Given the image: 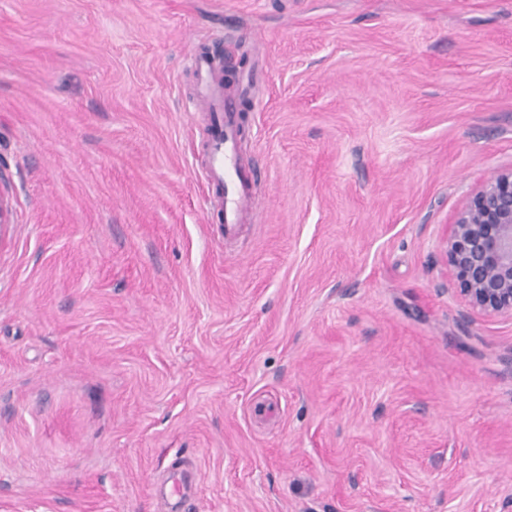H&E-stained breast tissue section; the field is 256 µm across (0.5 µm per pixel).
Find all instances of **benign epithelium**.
Returning <instances> with one entry per match:
<instances>
[{
	"instance_id": "benign-epithelium-1",
	"label": "benign epithelium",
	"mask_w": 512,
	"mask_h": 512,
	"mask_svg": "<svg viewBox=\"0 0 512 512\" xmlns=\"http://www.w3.org/2000/svg\"><path fill=\"white\" fill-rule=\"evenodd\" d=\"M473 310L512 317V171L493 175L463 206L445 247Z\"/></svg>"
}]
</instances>
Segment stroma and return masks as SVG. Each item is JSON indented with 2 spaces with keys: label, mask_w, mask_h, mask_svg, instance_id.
<instances>
[{
  "label": "stroma",
  "mask_w": 512,
  "mask_h": 512,
  "mask_svg": "<svg viewBox=\"0 0 512 512\" xmlns=\"http://www.w3.org/2000/svg\"><path fill=\"white\" fill-rule=\"evenodd\" d=\"M256 213L225 248L199 51ZM512 0H0V512H512ZM445 257L464 302L512 318V171L493 175L463 206Z\"/></svg>",
  "instance_id": "stroma-1"
}]
</instances>
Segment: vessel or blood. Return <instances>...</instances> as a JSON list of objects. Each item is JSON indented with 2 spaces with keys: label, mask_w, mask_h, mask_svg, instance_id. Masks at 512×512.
Here are the masks:
<instances>
[{
  "label": "vessel or blood",
  "mask_w": 512,
  "mask_h": 512,
  "mask_svg": "<svg viewBox=\"0 0 512 512\" xmlns=\"http://www.w3.org/2000/svg\"><path fill=\"white\" fill-rule=\"evenodd\" d=\"M205 111L218 112L216 134L210 145L207 180L215 186L222 207L225 242L235 241L242 225L254 216L255 188L253 178L242 166L237 149L238 113L234 102L212 85L202 89Z\"/></svg>",
  "instance_id": "obj_1"
}]
</instances>
